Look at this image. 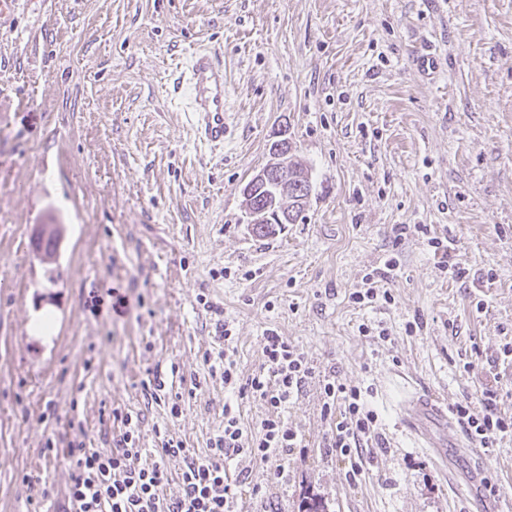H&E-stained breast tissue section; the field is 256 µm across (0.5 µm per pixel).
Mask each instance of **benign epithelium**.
<instances>
[{
  "instance_id": "obj_1",
  "label": "benign epithelium",
  "mask_w": 512,
  "mask_h": 512,
  "mask_svg": "<svg viewBox=\"0 0 512 512\" xmlns=\"http://www.w3.org/2000/svg\"><path fill=\"white\" fill-rule=\"evenodd\" d=\"M292 147L284 137L271 143L269 160L243 186L247 223L255 230L277 231L288 223V208H305L306 172L291 161Z\"/></svg>"
}]
</instances>
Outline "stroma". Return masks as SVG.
<instances>
[{"label": "stroma", "mask_w": 512, "mask_h": 512, "mask_svg": "<svg viewBox=\"0 0 512 512\" xmlns=\"http://www.w3.org/2000/svg\"><path fill=\"white\" fill-rule=\"evenodd\" d=\"M427 45L430 79L413 65ZM205 47L224 53L239 127L219 150L168 94ZM0 72V512H58L71 469L42 448L111 447L116 409L141 414V447L163 430L205 454L224 383L204 355L226 326L243 374L274 329L317 376L367 389L385 439L349 483L309 381L284 412L302 451L230 463L249 477L240 512H470L483 477L512 512V435L488 452L455 425L443 469L397 417L407 384L449 406L512 385V0H19ZM283 131L312 190L302 221L260 237L242 187ZM43 224L61 229L47 263L31 245ZM389 259L375 301L352 303ZM46 311L51 331L33 333ZM155 372L178 416L146 404ZM450 243L448 238L444 236V240L440 237H428L427 245L432 248L434 258H437L438 265L447 270H451L455 277L463 278L465 275V269L459 266L458 262H455L451 253V248L448 245Z\"/></svg>", "instance_id": "1"}]
</instances>
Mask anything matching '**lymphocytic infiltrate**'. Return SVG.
I'll return each instance as SVG.
<instances>
[{
	"label": "lymphocytic infiltrate",
	"mask_w": 512,
	"mask_h": 512,
	"mask_svg": "<svg viewBox=\"0 0 512 512\" xmlns=\"http://www.w3.org/2000/svg\"><path fill=\"white\" fill-rule=\"evenodd\" d=\"M266 365L251 375H242L234 347L206 356L210 372L221 373L225 389L239 398L261 402L267 414L256 432L247 431L241 421L236 399L224 403V427L210 438L206 455H197L183 442L165 438L157 458L147 459L140 446V416L113 411L122 432L112 447L89 448L84 442H69L64 449L44 448L46 458L65 457L71 468L67 487L66 512H234L241 479L231 478L226 464L239 456L266 461L288 456L299 446L297 433L288 427L282 412L298 396L309 380H317L322 411L331 432L324 442L328 454L350 459L348 481H355L361 465L355 462L368 442L378 440L377 414L369 409L360 388L341 382L336 375H317L304 353L281 336L266 330L263 336ZM498 390L486 388L479 405L465 400L451 412L480 447H495L498 436L512 433V420L497 410ZM177 473H170V463ZM177 479L179 490L169 496L165 487Z\"/></svg>",
	"instance_id": "obj_1"
}]
</instances>
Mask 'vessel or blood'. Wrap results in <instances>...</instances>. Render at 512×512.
Segmentation results:
<instances>
[{
	"mask_svg": "<svg viewBox=\"0 0 512 512\" xmlns=\"http://www.w3.org/2000/svg\"><path fill=\"white\" fill-rule=\"evenodd\" d=\"M171 94L176 99L190 96L192 127L199 143L220 148L235 137L237 126L228 108L229 86L220 51L201 49L192 54L187 73L173 79ZM399 413L416 435L432 425L444 427L448 420L443 407L416 393L401 404Z\"/></svg>",
	"mask_w": 512,
	"mask_h": 512,
	"instance_id": "b4317fda",
	"label": "vessel or blood"
}]
</instances>
